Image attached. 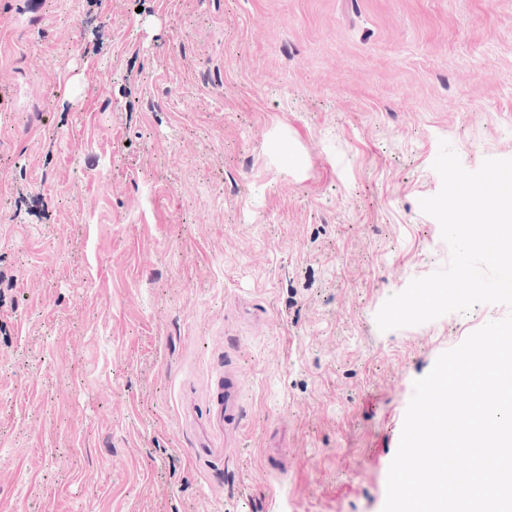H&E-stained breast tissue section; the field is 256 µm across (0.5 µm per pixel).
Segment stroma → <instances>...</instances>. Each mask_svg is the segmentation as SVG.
<instances>
[{
    "mask_svg": "<svg viewBox=\"0 0 512 512\" xmlns=\"http://www.w3.org/2000/svg\"><path fill=\"white\" fill-rule=\"evenodd\" d=\"M0 30V512H382L414 381L512 314L376 323L450 260L440 141L512 158V0H0ZM240 376L237 371L226 368L224 375L217 376L211 395V408L208 417L210 423L225 432H235L239 426V408L237 393Z\"/></svg>",
    "mask_w": 512,
    "mask_h": 512,
    "instance_id": "stroma-1",
    "label": "stroma"
}]
</instances>
